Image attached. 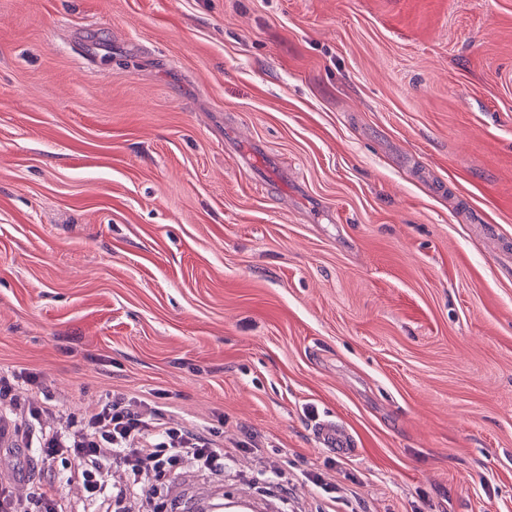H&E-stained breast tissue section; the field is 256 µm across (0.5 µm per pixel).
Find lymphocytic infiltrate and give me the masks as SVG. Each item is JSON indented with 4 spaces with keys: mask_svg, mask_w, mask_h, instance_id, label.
Returning <instances> with one entry per match:
<instances>
[{
    "mask_svg": "<svg viewBox=\"0 0 512 512\" xmlns=\"http://www.w3.org/2000/svg\"><path fill=\"white\" fill-rule=\"evenodd\" d=\"M26 438L42 464L59 478L81 479L89 497L117 504L142 498L152 512H167L170 475L182 464L213 471L224 459V448L215 440L168 426L161 410L145 416L141 404L119 395L106 396L93 417L71 412L60 428L30 432ZM115 466L130 477L117 490L108 483Z\"/></svg>",
    "mask_w": 512,
    "mask_h": 512,
    "instance_id": "lymphocytic-infiltrate-1",
    "label": "lymphocytic infiltrate"
}]
</instances>
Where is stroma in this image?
<instances>
[{"label":"stroma","instance_id":"35a3bbf8","mask_svg":"<svg viewBox=\"0 0 512 512\" xmlns=\"http://www.w3.org/2000/svg\"><path fill=\"white\" fill-rule=\"evenodd\" d=\"M511 260L512 0H0V376L223 421L172 512H512ZM318 434L327 448H336V452L340 454H350L356 446L352 435L337 423L321 424Z\"/></svg>","mask_w":512,"mask_h":512}]
</instances>
